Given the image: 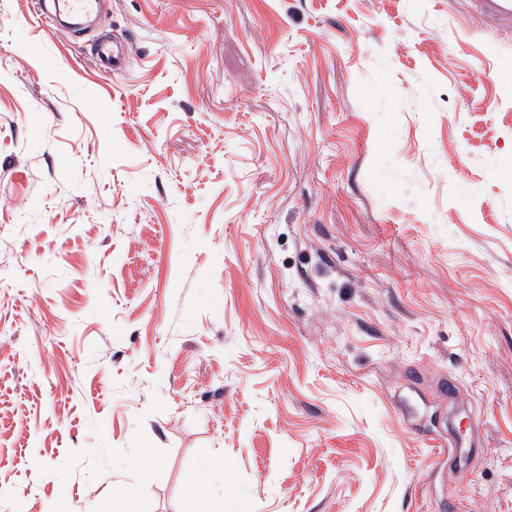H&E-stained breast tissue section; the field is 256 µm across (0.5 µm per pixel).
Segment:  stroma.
Listing matches in <instances>:
<instances>
[{
    "mask_svg": "<svg viewBox=\"0 0 512 512\" xmlns=\"http://www.w3.org/2000/svg\"><path fill=\"white\" fill-rule=\"evenodd\" d=\"M472 412L459 474L434 452ZM125 485L133 512H512V29L111 0L72 35L0 0V512ZM480 417L474 415L468 428L462 433L461 428L455 432L454 451L448 453V466L458 470L467 469L475 457L480 454Z\"/></svg>",
    "mask_w": 512,
    "mask_h": 512,
    "instance_id": "35a3bbf8",
    "label": "stroma"
}]
</instances>
